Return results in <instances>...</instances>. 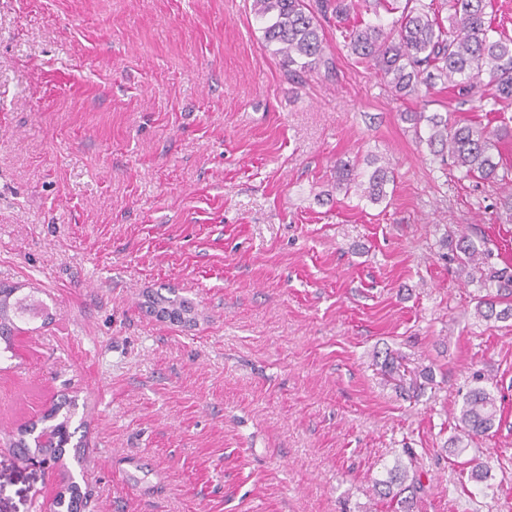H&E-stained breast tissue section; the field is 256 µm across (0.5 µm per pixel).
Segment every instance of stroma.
<instances>
[{
	"instance_id": "obj_1",
	"label": "stroma",
	"mask_w": 512,
	"mask_h": 512,
	"mask_svg": "<svg viewBox=\"0 0 512 512\" xmlns=\"http://www.w3.org/2000/svg\"><path fill=\"white\" fill-rule=\"evenodd\" d=\"M251 4L0 0V286L52 314L0 340V512L59 491L8 446L63 396L90 512H395L397 463L412 512H512V321L475 310L512 275V192L439 169L403 118L507 125L509 167L512 105L399 95L332 16L327 66L289 75ZM377 157L383 203L337 189V160L364 181ZM462 235L483 259H454ZM160 288L194 320L151 314ZM477 373L502 424L452 453ZM408 470L402 468L399 463L388 470V478L386 480H379L375 482L378 486V492L383 498H389L390 500H396V504L400 509L399 512H410L412 511V505L414 497L417 491L422 486L421 474L415 472L411 478V482L405 485L408 480ZM381 487V489H379ZM394 488L397 490L394 491ZM407 493L406 496H403Z\"/></svg>"
}]
</instances>
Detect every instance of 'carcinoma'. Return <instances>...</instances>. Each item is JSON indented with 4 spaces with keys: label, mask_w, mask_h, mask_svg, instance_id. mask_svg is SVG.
I'll list each match as a JSON object with an SVG mask.
<instances>
[{
    "label": "carcinoma",
    "mask_w": 512,
    "mask_h": 512,
    "mask_svg": "<svg viewBox=\"0 0 512 512\" xmlns=\"http://www.w3.org/2000/svg\"><path fill=\"white\" fill-rule=\"evenodd\" d=\"M365 8H381L400 17L390 29L380 24H359L340 30V37L358 58L374 65L395 92L407 95L419 87L431 89L437 83L451 84L458 94L493 104L512 101V38L493 37L488 11L493 0H364ZM448 10L450 27L439 17V8ZM256 17L263 23L264 40L276 46L273 53L291 74L315 70L324 59L320 18L333 12L347 11L343 0H253ZM406 120L413 125L416 138L426 144L430 155L444 165L464 171V176H478L512 184V168L499 169L490 153L498 139L497 130L463 125L439 114L427 116L410 112ZM393 181L388 164L378 165L367 182L358 180L355 166L336 161V188L345 192L356 187L360 197L373 204L387 198L386 186ZM455 249L472 262L481 251L475 243L462 237ZM486 294L477 298L475 310L485 320L505 322L512 319V276L493 277L484 285ZM17 287L0 288V337L10 339L19 329L16 321L24 320L14 308ZM152 302L167 309L169 316L180 317L191 310L183 300L156 293ZM466 394L460 410L459 427L470 439L490 432L498 420L497 399L479 385ZM76 403L63 399L51 406L38 421L20 429L14 442L17 449L41 456L40 464L55 467L62 462L74 433L71 425ZM461 436V437H463ZM455 436L451 444L461 442ZM379 494L396 501L400 512H411L414 497L422 486L421 475L408 476L397 464L388 470V478L375 482ZM87 505L73 477L57 493L53 507L59 512H81Z\"/></svg>",
    "instance_id": "carcinoma-1"
}]
</instances>
